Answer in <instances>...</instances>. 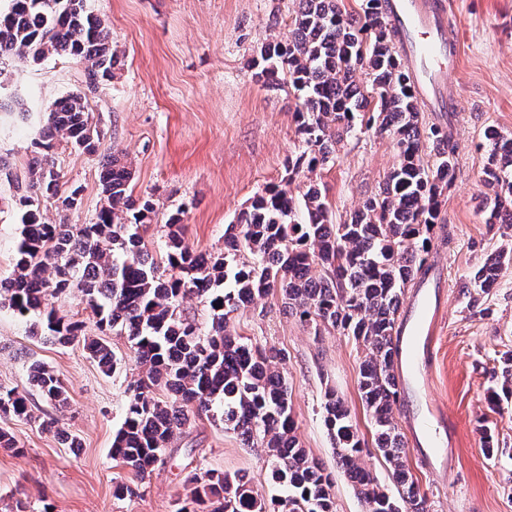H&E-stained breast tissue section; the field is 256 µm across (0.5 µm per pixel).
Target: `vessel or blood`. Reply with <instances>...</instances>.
I'll use <instances>...</instances> for the list:
<instances>
[{
  "label": "vessel or blood",
  "mask_w": 512,
  "mask_h": 512,
  "mask_svg": "<svg viewBox=\"0 0 512 512\" xmlns=\"http://www.w3.org/2000/svg\"><path fill=\"white\" fill-rule=\"evenodd\" d=\"M389 10L397 36L408 52L416 90L421 99H428L445 84L446 72L438 64L439 58L445 53L454 59L461 55L460 48L443 47L445 6L442 0H390ZM435 323L425 303L420 304L414 318L406 320L401 336L406 366L402 385H409L428 357Z\"/></svg>",
  "instance_id": "1"
}]
</instances>
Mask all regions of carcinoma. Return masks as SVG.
I'll list each match as a JSON object with an SVG mask.
<instances>
[{
  "label": "carcinoma",
  "mask_w": 512,
  "mask_h": 512,
  "mask_svg": "<svg viewBox=\"0 0 512 512\" xmlns=\"http://www.w3.org/2000/svg\"><path fill=\"white\" fill-rule=\"evenodd\" d=\"M291 35L271 38L259 51L257 81L285 80L298 92L297 133L306 150L288 159L289 178L314 172L336 157L357 127L387 133L398 163L377 193L341 224L333 221L320 185L300 196L278 186L257 194L225 225L224 251L198 253L183 239L182 212L171 214L166 248L152 253L138 232L154 211L149 197L134 198L131 163L101 157L103 203L90 224H50L41 202L71 211L79 189L65 190L52 159L60 142L88 154L100 134L88 99L72 93L53 102L34 142L27 186L17 194L21 232L11 276L0 279V304L32 320V334L59 345L79 340L105 373L117 359L101 338L82 334V324L57 315L52 300L77 291L101 328L127 336L145 373L135 381L124 422L112 441V458L143 478L164 462L169 444L190 415L220 420L250 448L264 452L277 494L267 498L241 474H190L193 508L179 512H336L333 480L299 442L278 364L286 353L241 337L232 315L276 292L288 312L314 333L331 327L362 348L359 392L374 425L375 448L389 465L394 490L381 485L364 464V440L349 407L329 389L324 424L336 450L337 468L353 483L365 512H428L425 493L407 463L404 435L394 421L400 395L399 317L406 291L425 279L434 229L444 223L442 202L456 177L455 145L448 127L427 124L402 65L385 0H362V14H346L340 0H295ZM49 56L85 65L89 85L114 77L120 60L112 33L87 8V0H9L0 13V89L8 62L37 64ZM366 71L370 91L356 72ZM489 190L487 224L512 227V135L485 133ZM512 261V241L489 253L468 287L487 294ZM188 296L207 304L210 325L201 332L182 315ZM29 378L59 406L67 402L60 378L33 361ZM500 391L512 396V352L494 372ZM0 416L33 419L25 396L0 386ZM488 456L499 452L495 430L482 427Z\"/></svg>",
  "instance_id": "carcinoma-1"
}]
</instances>
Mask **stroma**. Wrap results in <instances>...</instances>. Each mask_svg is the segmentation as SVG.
Listing matches in <instances>:
<instances>
[{
	"instance_id": "stroma-1",
	"label": "stroma",
	"mask_w": 512,
	"mask_h": 512,
	"mask_svg": "<svg viewBox=\"0 0 512 512\" xmlns=\"http://www.w3.org/2000/svg\"><path fill=\"white\" fill-rule=\"evenodd\" d=\"M449 37L463 45L459 66L444 91L451 113H426L427 123L449 125L456 146V180L444 202L437 248L430 259L437 276L407 291L410 310L429 295L443 311L433 337L434 353L418 386L401 393L395 421L407 440L408 465L429 500L430 512H512V399L492 412L491 373L503 352L512 351V266L497 288L471 305L466 285L482 258L500 246L498 228L482 219V172L488 155L484 132H512V0H445ZM111 29L121 69L91 89L83 64L50 57L13 69L9 101L0 111V277L12 274L20 219L14 208L17 180L33 157L32 141L50 104L84 91L100 133V151L90 155L60 143L53 151L64 187L81 189L79 210L58 212L42 203L53 224L92 222L101 203V154L127 156L133 165L134 196L151 197L155 211L138 232L153 251L165 246V223L181 212L186 244L198 252L224 249V226L270 185L305 191L317 180L335 222H343L376 193L397 162L390 136L356 133L336 158L314 173L288 176V159L304 149L295 132L299 100L287 83L265 86L253 77V60L270 36L289 35L292 0H87ZM239 333L258 345L286 350L281 366L288 381L297 434L324 467L336 475V512H365L350 481L338 474L336 453L324 425L325 390L334 389L352 411L366 445L374 429L358 391L363 354L348 336L314 332L271 294L234 315ZM29 321L0 306V385L25 395L35 421L4 420L20 447L0 448V512H175L190 472H240L254 488L272 495L267 463L222 423L199 418L186 426L163 465L146 478L117 466L112 439L124 419L128 389L141 376L126 336L105 341L118 365L104 374L81 343L62 346L29 334ZM40 361L61 379L65 409L47 401L28 378ZM444 409L438 436L447 461L413 438V420L428 405ZM59 422L76 437L69 448L40 427ZM496 425L499 453L488 458L480 427Z\"/></svg>"
}]
</instances>
